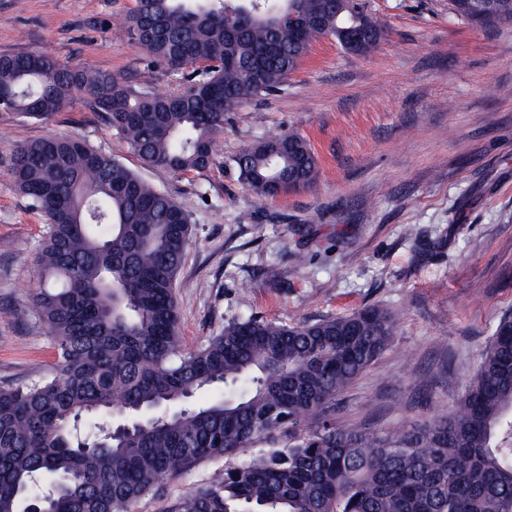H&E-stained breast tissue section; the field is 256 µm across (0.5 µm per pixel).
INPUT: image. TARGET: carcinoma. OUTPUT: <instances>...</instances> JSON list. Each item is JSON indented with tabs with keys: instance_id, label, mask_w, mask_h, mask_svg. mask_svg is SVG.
Returning a JSON list of instances; mask_svg holds the SVG:
<instances>
[{
	"instance_id": "cac0c4a2",
	"label": "carcinoma",
	"mask_w": 512,
	"mask_h": 512,
	"mask_svg": "<svg viewBox=\"0 0 512 512\" xmlns=\"http://www.w3.org/2000/svg\"><path fill=\"white\" fill-rule=\"evenodd\" d=\"M347 3L339 13L335 0H135L128 38L187 86L159 94L30 50L0 55V111L45 120L82 99L143 165L204 170L225 115L280 91L314 43L371 21ZM448 10L512 26V0ZM235 163L264 199L319 174L295 133ZM11 174L46 221L28 311L58 357L0 384V512L43 500L50 512H134L221 461L167 512H512V316L450 407L406 429L346 423L332 407L398 333L392 311L249 317L187 349L175 292L192 242L182 203L77 135L20 143Z\"/></svg>"
}]
</instances>
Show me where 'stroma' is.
Instances as JSON below:
<instances>
[{"label": "stroma", "mask_w": 512, "mask_h": 512, "mask_svg": "<svg viewBox=\"0 0 512 512\" xmlns=\"http://www.w3.org/2000/svg\"><path fill=\"white\" fill-rule=\"evenodd\" d=\"M360 2L381 28L376 48L351 55L334 39L315 43L281 92L230 114L199 172L144 167L83 101L46 121L0 112V383L57 359L51 336L21 316L45 220L15 189L11 159L22 141L72 134L189 210L193 242L176 288L183 346L252 315L316 321L380 305L400 329L337 399V416L383 429L453 402L512 316V29L454 19L448 0ZM133 5L0 0V55L41 49L165 92L168 72L147 66L121 26ZM288 131L309 143L318 179L257 198L234 159ZM214 469L199 466L136 512H167Z\"/></svg>", "instance_id": "stroma-1"}]
</instances>
